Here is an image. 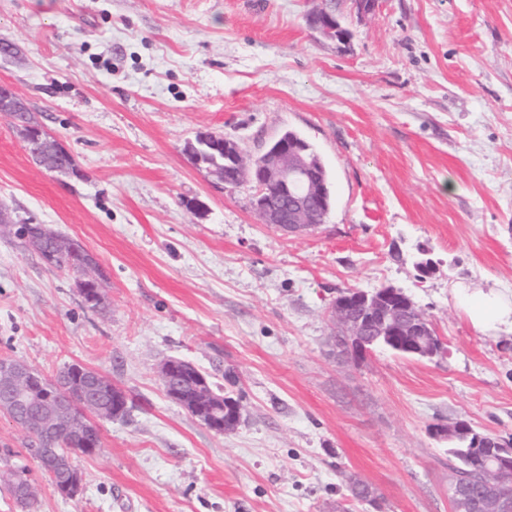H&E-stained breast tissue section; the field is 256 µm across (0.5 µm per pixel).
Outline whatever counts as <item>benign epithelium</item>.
<instances>
[{
    "label": "benign epithelium",
    "mask_w": 512,
    "mask_h": 512,
    "mask_svg": "<svg viewBox=\"0 0 512 512\" xmlns=\"http://www.w3.org/2000/svg\"><path fill=\"white\" fill-rule=\"evenodd\" d=\"M313 23L327 36L337 37L342 33L336 17L325 8L316 10ZM23 110L21 99L11 89L0 86V112L9 115ZM24 137L30 155L40 166L61 175L74 172L72 163L58 166L49 162V158L67 156L69 152L41 126H28ZM202 140L211 149L224 150V156L236 170V181L247 179L256 183L254 208L262 223L288 232L321 223L314 209L318 200L329 192V184L323 164L307 155L304 143L281 136L258 160L248 163L235 140L214 133L202 135ZM15 234L33 250L41 249L47 242L57 252H69L76 247V240L44 224H20ZM75 279L87 304L103 302L104 275L95 256L87 250L82 253ZM332 309L343 329L338 344L357 361L371 351L375 336L393 337L406 353L414 356L433 358L442 353V348L435 345L430 320L401 290L341 292L332 302ZM193 368V364L176 358L161 363L159 374L167 395L214 433L234 430L242 418V405L210 391L201 372H196V399L190 405L184 402L180 381ZM126 406V393L94 369L72 364L49 380L20 360L0 359V413L24 431L26 452L38 466L53 478L61 477L53 483L61 495L75 496L81 489L82 478L73 465L72 455L101 451L97 420L115 418ZM435 433L457 439L471 435L472 431L466 423L457 422L451 426L439 425ZM494 443L499 448L498 466L487 471L477 512H512V493L506 492L500 483V475L512 470V440L497 436ZM451 488L453 504L462 505L465 512L468 490L461 474L454 473Z\"/></svg>",
    "instance_id": "benign-epithelium-1"
}]
</instances>
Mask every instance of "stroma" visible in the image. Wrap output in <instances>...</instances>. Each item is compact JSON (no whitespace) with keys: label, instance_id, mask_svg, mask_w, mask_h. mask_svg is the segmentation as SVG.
I'll list each match as a JSON object with an SVG mask.
<instances>
[{"label":"stroma","instance_id":"1","mask_svg":"<svg viewBox=\"0 0 512 512\" xmlns=\"http://www.w3.org/2000/svg\"><path fill=\"white\" fill-rule=\"evenodd\" d=\"M344 35L324 36L314 9ZM0 84L73 156L32 160L0 114V205L80 241L105 303L0 227V357L68 364L128 395L58 494L0 415V471L23 466L36 512H452L438 425L512 437V332L473 326L456 285L512 293V0H0ZM304 138L331 182L324 224L260 223L254 190L186 152L202 133L262 155ZM431 262L430 274L418 265ZM405 291L434 358L341 356L347 289ZM179 358L244 421L218 435L165 393ZM233 369L236 383L224 378ZM377 505L352 499L350 479ZM75 279L80 296L89 306L102 304L104 275L95 256L86 249H83L79 273Z\"/></svg>","mask_w":512,"mask_h":512}]
</instances>
